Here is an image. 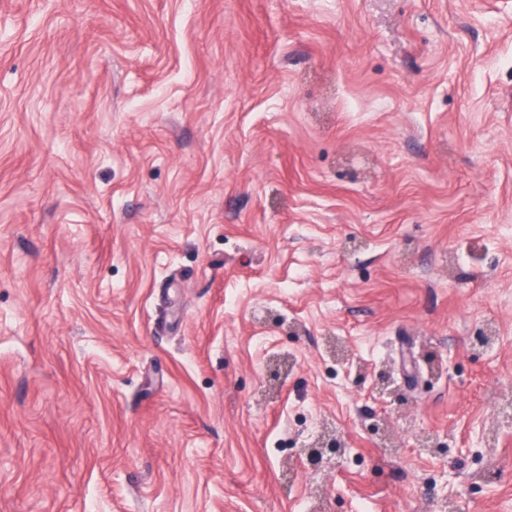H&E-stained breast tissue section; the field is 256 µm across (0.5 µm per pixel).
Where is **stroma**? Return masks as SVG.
Here are the masks:
<instances>
[{
  "label": "stroma",
  "mask_w": 512,
  "mask_h": 512,
  "mask_svg": "<svg viewBox=\"0 0 512 512\" xmlns=\"http://www.w3.org/2000/svg\"><path fill=\"white\" fill-rule=\"evenodd\" d=\"M0 512H512V0H0Z\"/></svg>",
  "instance_id": "obj_1"
}]
</instances>
